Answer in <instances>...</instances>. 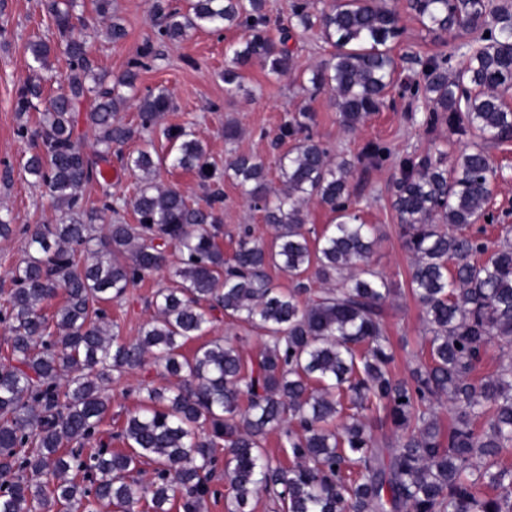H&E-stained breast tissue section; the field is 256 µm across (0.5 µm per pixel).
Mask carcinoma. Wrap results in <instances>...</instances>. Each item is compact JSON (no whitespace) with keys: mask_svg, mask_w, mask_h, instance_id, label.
<instances>
[{"mask_svg":"<svg viewBox=\"0 0 512 512\" xmlns=\"http://www.w3.org/2000/svg\"><path fill=\"white\" fill-rule=\"evenodd\" d=\"M74 0H48L58 39L70 61L68 94L40 113L37 151L27 172L44 184L58 222L37 227L27 257L12 272L0 305L8 352L0 361V512H204L224 481L228 512H253L261 493L281 512H512V359L476 378L488 346L512 345V225L501 240L484 238V217L498 171L486 144L512 141V10L497 12L479 31L465 66L448 76L451 53L422 62V77L403 87L433 104L429 127L445 125L465 145L453 158L437 150L400 160L392 189L401 236L412 255L409 294L419 305L425 352L405 379L390 372L394 349L386 301L393 288L371 262L373 225L359 214L350 176L356 165L380 166L389 147L367 144L355 158L333 160L310 132L307 111L280 127L288 141L276 171L281 188L269 198L265 165L237 154L224 176L263 203L267 241L240 228L231 258L216 242L214 202L202 207L157 180L163 159L153 143L126 158L142 174L130 201L135 223L108 195L88 205L82 187L104 177L112 145L132 129L115 120L137 95L134 63L112 85L94 73L85 43L70 24ZM430 33L469 23L485 0H408ZM266 0H188L163 15L160 40L231 28L249 32L226 54L225 91H245L240 70L257 61L276 78L292 69L290 32L315 31L334 48L310 71L308 91L334 94L343 126L354 132L384 103L394 85L392 49L401 35L386 0H295L288 25L269 36ZM45 67L51 47L29 43ZM21 90L18 109L40 98ZM91 97L85 121L96 132L90 157L75 133L74 103ZM170 107L164 91L139 97L143 129ZM174 136L171 165L209 174L202 142L183 127ZM317 201L334 222L310 237L308 205ZM291 280L283 289L269 274ZM165 269L157 313L133 338L120 335L103 305L130 285ZM64 292L50 315L45 309ZM263 337L257 355L222 338L205 339L213 312ZM200 341L188 355L183 347ZM176 378L172 386L139 388V408L115 430L104 428L114 375L145 362ZM448 401L452 424L443 432L434 405ZM382 412L393 436L372 423ZM280 428L289 465L264 448ZM124 446L112 451V441ZM153 464L149 490L135 474Z\"/></svg>","mask_w":512,"mask_h":512,"instance_id":"cac0c4a2","label":"carcinoma"}]
</instances>
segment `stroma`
Returning a JSON list of instances; mask_svg holds the SVG:
<instances>
[{"mask_svg":"<svg viewBox=\"0 0 512 512\" xmlns=\"http://www.w3.org/2000/svg\"><path fill=\"white\" fill-rule=\"evenodd\" d=\"M152 3L153 0H112V13L104 17L95 12L92 0H78L73 13L74 33L85 41L97 72L109 78L118 75L129 68L144 47H151L152 54L139 72L138 88L143 93L166 90L171 100V108L162 116L159 130L150 135L137 127V98H129L122 105L118 116L122 123L133 127V136L125 144L113 146L107 182L86 186V196L95 199L108 193L116 199L131 197L137 177L122 169V156L135 152L146 138L153 139L159 156H166L171 143L164 136V129L190 128L206 148L211 179L204 181L196 173L166 165L161 167L158 179L201 204L212 193L221 194L223 201L217 210L221 218L218 241L229 255L235 249L239 225H251L257 239L265 241L270 236L269 226L264 224L261 212L251 205L244 190L224 178V165L232 156L247 153L261 159L268 168H275L284 150L283 144L276 140L279 128L305 107L312 115L309 122L312 133L329 147L332 157L350 158L369 142L386 143L392 150V159L379 167H357L350 177V185L361 201L364 220L378 228L379 240L372 261L395 288L388 318L396 354L391 371L396 377H406L420 351L422 324L420 310L408 291L412 259L403 246L399 220L391 206L392 188L401 176L398 159L407 154L424 155L438 147L453 154L462 146L460 139L447 127L423 126L426 104H408L398 87L390 89L381 110L358 130L345 131L331 92H321L312 99L301 89L304 72L319 65L330 51L314 32L299 33L291 39L295 56L292 73L275 80L267 77L260 64H252L243 72L244 83L252 88V95L228 98L221 78L227 64L224 47L227 42L243 40L244 32L202 29L191 32L183 40L162 42L156 37L162 17L154 11ZM391 5L399 12L403 28L394 51L396 79L420 74V66L411 59L415 53L427 57L452 51L456 54L454 68L463 66L470 40L468 34L452 30L433 37L408 9L406 0H391ZM116 18L127 31L125 40L117 44L107 36ZM37 38L52 43L57 40L55 23L46 12L43 0H0V217L9 220L13 228L9 238H0V290L3 291L11 288L12 272L26 256L29 233L35 225L51 223L56 216L47 189L35 184L23 169L31 154L28 132L36 128L39 114L16 109L17 96L26 86L40 85L47 97L66 87L68 65L62 51L51 53L47 67L33 66L27 45ZM229 123L238 128L233 141L224 138V127ZM489 151L499 170L489 207L495 214L503 215L505 223L512 224V142L490 146ZM168 284L167 272L153 273L108 306V317L118 324L121 335H137L141 325L155 313L154 293ZM145 379L158 386L169 382L168 377L153 367L146 371L132 369L116 378L109 388L112 402L106 416L107 427L120 425L136 409V389Z\"/></svg>","mask_w":512,"mask_h":512,"instance_id":"obj_1","label":"stroma"}]
</instances>
